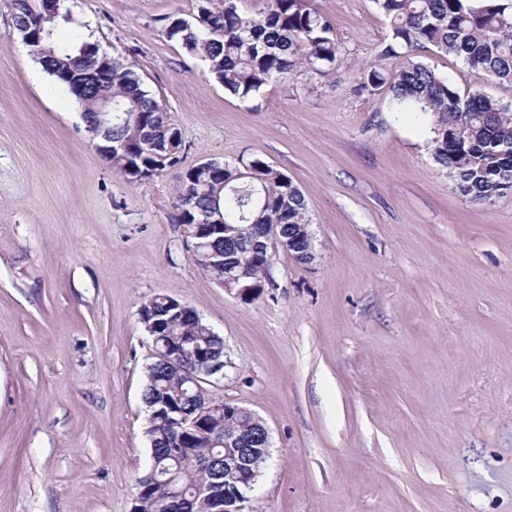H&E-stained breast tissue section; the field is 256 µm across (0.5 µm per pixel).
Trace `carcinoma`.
<instances>
[{
  "label": "carcinoma",
  "mask_w": 512,
  "mask_h": 512,
  "mask_svg": "<svg viewBox=\"0 0 512 512\" xmlns=\"http://www.w3.org/2000/svg\"><path fill=\"white\" fill-rule=\"evenodd\" d=\"M389 19L391 41L380 57H404L393 78L384 69L370 65L356 72L361 87L378 89L391 84L393 101L401 111L411 110L425 116L433 126L436 139L433 155L437 163L449 171L453 187L461 195L479 203L490 202L512 188V109L480 92L462 95L434 69L416 58L423 50L451 54L463 59L486 77L512 84V0H374ZM10 8L29 19L32 26L55 33L59 18L70 19V10L59 4L51 18L39 12V0H10ZM167 34L181 43L189 54L206 63L210 76L218 80L224 92L245 100L259 95L273 80H282L300 70L319 77L336 76L341 46L333 27L310 4V0H268L266 11L257 17L240 12L238 0H196L195 12L189 17L168 18ZM100 53L98 44L76 39L61 42L54 37L44 40L39 63L48 74L77 68L85 57L82 52ZM109 79L79 102L81 110L93 112L100 95L112 96V109L140 113V121L114 122L112 138L129 146V156H112V167L127 178H135L142 170L162 171L178 165L180 154L167 156L166 144L158 141L154 148L142 147L144 122L163 106L146 88L132 65L119 58L106 56ZM197 182L211 184L210 195L186 199L178 190L174 204L177 223L188 224L200 211L219 213L222 225L239 227L244 235L262 240L258 233L263 224H280L282 232L295 231L297 225L308 224L307 204L301 189L287 181L288 175L259 157L240 158L224 164V178H211L207 169L191 168ZM199 238L208 246L199 250L195 263L211 278L224 280L227 255L248 273L247 284L255 288L248 301L259 297L268 284L274 257L269 254L239 253L226 237L229 231L202 224ZM159 323L156 332L174 342L190 336L204 353L223 357L224 341L212 334L203 323L187 322L171 327L168 296L156 294L144 303ZM207 385L185 391L174 380L173 368L159 361L148 367V382L142 394L143 403L156 410L170 402L188 415L201 406ZM228 426L241 435L250 448L260 439L258 426L246 416H237ZM153 452L158 467L167 469L170 482L185 491L197 481L224 482L216 477L218 467L203 470L195 461L182 459L173 466L175 448L206 438L183 432L166 422L157 424Z\"/></svg>",
  "instance_id": "cac0c4a2"
}]
</instances>
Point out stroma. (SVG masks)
I'll list each match as a JSON object with an SVG mask.
<instances>
[{
  "label": "stroma",
  "instance_id": "obj_1",
  "mask_svg": "<svg viewBox=\"0 0 512 512\" xmlns=\"http://www.w3.org/2000/svg\"><path fill=\"white\" fill-rule=\"evenodd\" d=\"M347 68L380 59L373 0H313ZM61 39L133 64L183 138L181 163L119 175L0 0V512H130L150 468L157 293L224 339V398L254 410L270 459L249 512H512V189L480 204L388 88L311 73L225 95L166 32L195 0H68ZM421 61L512 105L461 58ZM260 157L303 192L316 258L277 252L260 297L192 259L173 198L206 160Z\"/></svg>",
  "mask_w": 512,
  "mask_h": 512
}]
</instances>
